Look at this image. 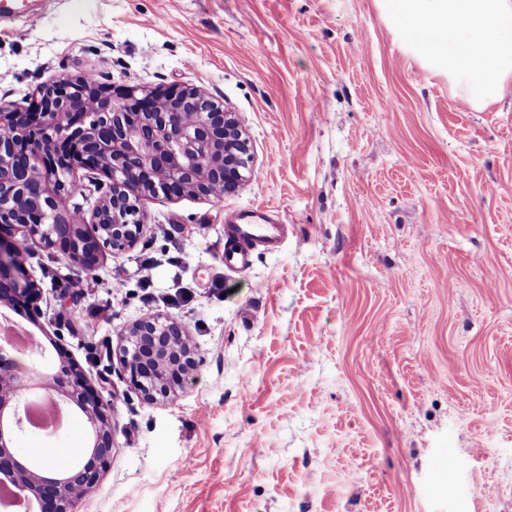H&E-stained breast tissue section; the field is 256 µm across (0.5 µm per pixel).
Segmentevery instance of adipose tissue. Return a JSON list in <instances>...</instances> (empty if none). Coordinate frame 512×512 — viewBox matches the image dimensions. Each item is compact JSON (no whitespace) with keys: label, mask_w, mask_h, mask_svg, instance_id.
Masks as SVG:
<instances>
[{"label":"adipose tissue","mask_w":512,"mask_h":512,"mask_svg":"<svg viewBox=\"0 0 512 512\" xmlns=\"http://www.w3.org/2000/svg\"><path fill=\"white\" fill-rule=\"evenodd\" d=\"M426 52L446 63L465 102L512 90V0H394Z\"/></svg>","instance_id":"ef3b65f1"}]
</instances>
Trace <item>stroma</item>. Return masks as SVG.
Here are the masks:
<instances>
[{"mask_svg": "<svg viewBox=\"0 0 512 512\" xmlns=\"http://www.w3.org/2000/svg\"><path fill=\"white\" fill-rule=\"evenodd\" d=\"M90 75L204 90L253 160L223 199H141L140 242L94 267L25 244L47 355L15 359L62 347L112 405L111 465L75 512H512V94L465 103L390 0H35L0 23V101ZM257 208L281 237L225 268V215ZM156 313L200 362L151 404L118 348ZM72 416L18 453L82 459Z\"/></svg>", "mask_w": 512, "mask_h": 512, "instance_id": "35a3bbf8", "label": "stroma"}]
</instances>
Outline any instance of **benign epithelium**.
Masks as SVG:
<instances>
[{"label": "benign epithelium", "mask_w": 512, "mask_h": 512, "mask_svg": "<svg viewBox=\"0 0 512 512\" xmlns=\"http://www.w3.org/2000/svg\"><path fill=\"white\" fill-rule=\"evenodd\" d=\"M166 107H156V95ZM25 109L0 104V306L33 321L40 291L26 273L23 244L58 248L87 268L103 249L133 248L144 229L131 199L235 192L252 160L251 144L228 108L205 91L172 84L157 90L88 86L63 79L35 91ZM101 171L111 184L101 203L74 222L58 197L75 191V170ZM94 225L88 232L85 225ZM179 321L155 314L136 322L121 340L119 356L129 383L150 403L165 401L199 363ZM41 389L46 400L74 405L92 429L88 456L76 468L20 464L14 436L23 430L28 395ZM112 413L63 350L44 372L21 368L0 347V483L33 500L34 512H73L84 491L94 490L110 466Z\"/></svg>", "instance_id": "7a95c632"}]
</instances>
